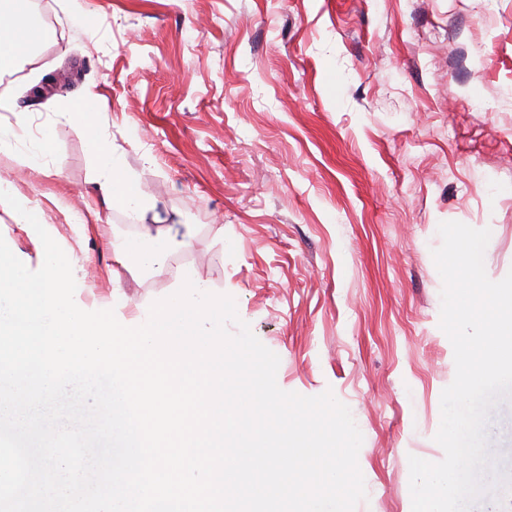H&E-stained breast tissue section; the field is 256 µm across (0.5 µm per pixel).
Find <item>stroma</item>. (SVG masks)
Returning a JSON list of instances; mask_svg holds the SVG:
<instances>
[{
  "label": "stroma",
  "mask_w": 512,
  "mask_h": 512,
  "mask_svg": "<svg viewBox=\"0 0 512 512\" xmlns=\"http://www.w3.org/2000/svg\"><path fill=\"white\" fill-rule=\"evenodd\" d=\"M43 0L29 70L0 80L28 107L0 177L44 212L84 303L117 272L125 314L181 270L231 296L280 359L277 383L333 391L363 435L356 512H411L409 456L441 461L438 226L490 229L512 271V0ZM88 93L91 123L60 114ZM50 133L44 172L22 165ZM105 137L174 241L160 270L112 266L126 215L93 190ZM99 220L71 223L74 210ZM506 482L473 512H512V401L487 426Z\"/></svg>",
  "instance_id": "1"
}]
</instances>
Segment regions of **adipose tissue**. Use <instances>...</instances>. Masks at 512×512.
I'll return each mask as SVG.
<instances>
[{
    "label": "adipose tissue",
    "instance_id": "adipose-tissue-1",
    "mask_svg": "<svg viewBox=\"0 0 512 512\" xmlns=\"http://www.w3.org/2000/svg\"><path fill=\"white\" fill-rule=\"evenodd\" d=\"M44 37L30 0H0V77L31 62ZM94 157L97 189L104 204L121 208L132 222L143 227L139 238L113 242V262L124 267L133 261L148 270L163 267L172 245L163 228L151 230L145 226L153 209L152 201L126 175L121 156L110 150L103 137L94 141ZM0 211L23 230L44 221L42 210L17 191L12 182L3 179H0Z\"/></svg>",
    "mask_w": 512,
    "mask_h": 512
}]
</instances>
